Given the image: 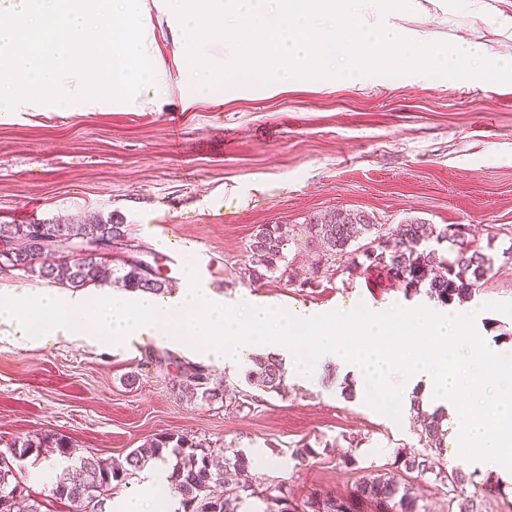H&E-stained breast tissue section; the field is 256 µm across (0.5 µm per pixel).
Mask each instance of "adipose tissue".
<instances>
[{
	"label": "adipose tissue",
	"mask_w": 512,
	"mask_h": 512,
	"mask_svg": "<svg viewBox=\"0 0 512 512\" xmlns=\"http://www.w3.org/2000/svg\"><path fill=\"white\" fill-rule=\"evenodd\" d=\"M87 327H80L83 317ZM310 334H292L294 323ZM469 311H445L428 302L392 317L386 307H367L344 317L278 308L245 298L225 305L206 284L186 279L178 295L103 294L94 310L65 291L0 287V346L24 348L50 341L111 343L120 348L139 337L177 349L195 340L199 360L236 372L244 355L278 354L292 377L317 381L323 367L353 379L355 391L380 400L410 402L424 386L430 408L442 409L458 450L457 463L512 478V349H489L472 331ZM486 402L479 412L464 392Z\"/></svg>",
	"instance_id": "1"
}]
</instances>
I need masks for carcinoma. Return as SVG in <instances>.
<instances>
[{
  "label": "carcinoma",
  "instance_id": "1",
  "mask_svg": "<svg viewBox=\"0 0 512 512\" xmlns=\"http://www.w3.org/2000/svg\"><path fill=\"white\" fill-rule=\"evenodd\" d=\"M455 225L399 224L384 227L372 223L363 212L333 211L299 231L290 232L281 224H262L249 245L253 255L245 275L260 281L276 273H287V246L295 237H306L312 244L311 276L298 283L307 288L319 282L329 271L335 257L352 255L346 270L377 268L397 281L407 294H425L444 306L474 299L494 267V257L473 244L466 234L454 231ZM50 235L70 244H93L115 241L126 243L128 226L119 222L92 218L69 224H0V242L13 247L11 265L0 268V274L24 271L72 289H86L116 284L125 290L141 291L156 296L169 294V279L159 270L148 271L150 263L135 257L122 260L120 267L112 259L95 252L73 261L56 262L44 249V238ZM368 246L354 254L361 241ZM448 243V255H440L433 244ZM147 363L159 368L173 365L177 374L169 378L172 391L181 396H201L209 401L226 397L223 385L213 382L209 369L195 363L176 361L169 353L148 350ZM250 387L263 394L288 396L287 371L283 359L272 353L252 357L247 373ZM444 414L436 411L417 412L420 450L404 448L397 452L394 467L379 470L359 481L346 497L329 492L315 493L304 502V512H425L413 486L402 473L431 474L434 481L448 486L450 502L458 512H483V493L491 484H479L474 475L460 468L447 471L435 466V455L444 447L442 429ZM15 456L0 464V512H44L45 502L37 499L16 477V470L43 448H54L74 462L56 476L50 497L69 503L74 512H108L114 489L149 462L175 457L170 479L171 488L180 496L183 512H241L249 498L266 503L264 512H288V494L282 485L261 488L253 479V460L244 451L233 449L224 455V469L214 464L215 450L182 435L162 434L131 450L124 462L115 463L96 453L82 452L63 436L40 433L18 438L11 443ZM214 484L224 486L220 496L211 494ZM473 487L467 493V487Z\"/></svg>",
  "mask_w": 512,
  "mask_h": 512
}]
</instances>
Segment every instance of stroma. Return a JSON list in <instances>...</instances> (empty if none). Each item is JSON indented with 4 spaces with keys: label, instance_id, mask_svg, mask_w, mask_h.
I'll return each instance as SVG.
<instances>
[{
    "label": "stroma",
    "instance_id": "stroma-1",
    "mask_svg": "<svg viewBox=\"0 0 512 512\" xmlns=\"http://www.w3.org/2000/svg\"><path fill=\"white\" fill-rule=\"evenodd\" d=\"M146 3L164 93L133 108L0 112V224L112 217L173 287L190 261L227 303L246 293L285 314L407 308L416 299L383 270L349 274L346 254L310 288L278 274L251 282L242 270L257 225L311 224L339 209L390 226L464 224L495 260L471 302L477 331L496 345L512 334V260L502 257L512 246V82L352 75L190 88L181 82L188 46L180 30L163 0ZM390 20L444 42L468 36L512 49V40L444 7L421 17L397 9ZM150 347L135 339L117 352L64 341L0 348V448L52 430L117 460L173 433L246 451L258 481L284 484L300 504L314 492L350 493L419 444L407 408L392 415L369 394L345 398L336 370L315 385L290 380L288 397L263 394L236 410L176 396L166 371L143 365ZM303 443L317 454L299 464L288 451Z\"/></svg>",
    "mask_w": 512,
    "mask_h": 512
}]
</instances>
